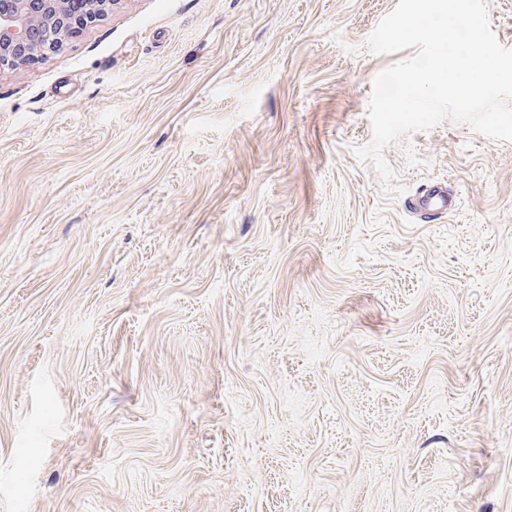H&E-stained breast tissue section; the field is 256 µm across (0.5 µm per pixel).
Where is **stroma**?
I'll return each mask as SVG.
<instances>
[{
	"label": "stroma",
	"instance_id": "obj_1",
	"mask_svg": "<svg viewBox=\"0 0 512 512\" xmlns=\"http://www.w3.org/2000/svg\"><path fill=\"white\" fill-rule=\"evenodd\" d=\"M397 3L120 0L0 69V512H512V142L357 159ZM407 208L413 213L429 215L446 212L452 206L448 196L438 189H429L409 198L406 201Z\"/></svg>",
	"mask_w": 512,
	"mask_h": 512
}]
</instances>
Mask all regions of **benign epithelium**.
Instances as JSON below:
<instances>
[{
	"mask_svg": "<svg viewBox=\"0 0 512 512\" xmlns=\"http://www.w3.org/2000/svg\"><path fill=\"white\" fill-rule=\"evenodd\" d=\"M74 27L66 0H0V68L58 50Z\"/></svg>",
	"mask_w": 512,
	"mask_h": 512,
	"instance_id": "1",
	"label": "benign epithelium"
}]
</instances>
